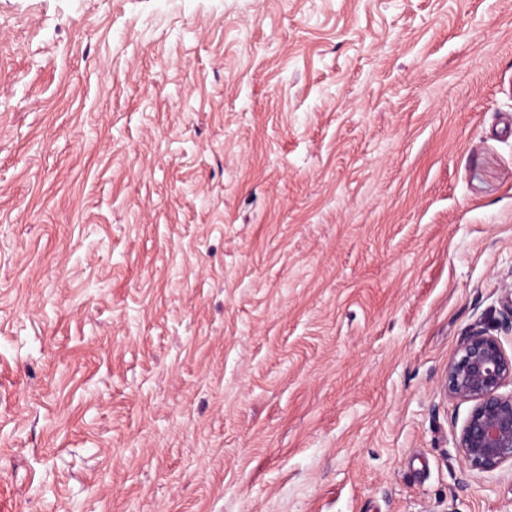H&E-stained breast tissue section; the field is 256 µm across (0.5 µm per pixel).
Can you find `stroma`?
<instances>
[{
	"mask_svg": "<svg viewBox=\"0 0 512 512\" xmlns=\"http://www.w3.org/2000/svg\"><path fill=\"white\" fill-rule=\"evenodd\" d=\"M510 282L512 0H0V512H512ZM444 392L471 403L454 433L465 472L491 473L507 463L512 469V354L501 339L474 327L448 362Z\"/></svg>",
	"mask_w": 512,
	"mask_h": 512,
	"instance_id": "obj_1",
	"label": "stroma"
}]
</instances>
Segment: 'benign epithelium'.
<instances>
[{
    "label": "benign epithelium",
    "instance_id": "7a95c632",
    "mask_svg": "<svg viewBox=\"0 0 512 512\" xmlns=\"http://www.w3.org/2000/svg\"><path fill=\"white\" fill-rule=\"evenodd\" d=\"M512 355L501 339L473 328L448 362L444 392L471 404L454 433L467 472L491 473L512 465Z\"/></svg>",
    "mask_w": 512,
    "mask_h": 512
}]
</instances>
